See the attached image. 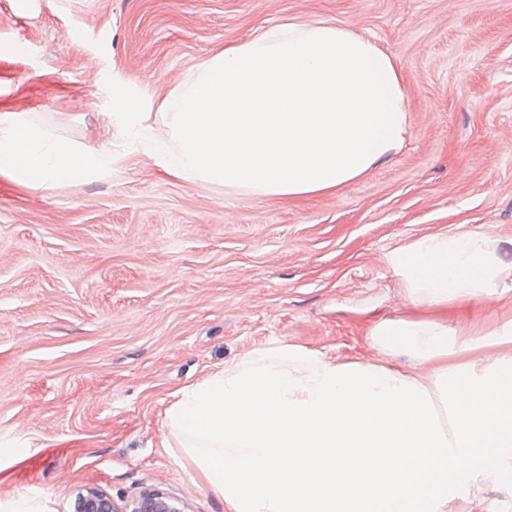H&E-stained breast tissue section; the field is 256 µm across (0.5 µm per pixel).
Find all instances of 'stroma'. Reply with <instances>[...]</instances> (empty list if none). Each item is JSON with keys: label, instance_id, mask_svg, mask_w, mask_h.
<instances>
[{"label": "stroma", "instance_id": "1", "mask_svg": "<svg viewBox=\"0 0 512 512\" xmlns=\"http://www.w3.org/2000/svg\"><path fill=\"white\" fill-rule=\"evenodd\" d=\"M19 2L0 0V113L112 164L60 190L0 174V512L21 496L72 512L85 487L228 512L163 445L180 388L274 345L428 377L433 364L382 354L372 326L439 322L475 341L512 321V0ZM317 20L374 39L407 77L403 146L340 189L175 177L114 117L129 99L162 128L160 102L225 45ZM453 234L501 259L496 293L413 304L394 256Z\"/></svg>", "mask_w": 512, "mask_h": 512}]
</instances>
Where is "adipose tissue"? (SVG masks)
I'll list each match as a JSON object with an SVG mask.
<instances>
[{
	"instance_id": "adipose-tissue-1",
	"label": "adipose tissue",
	"mask_w": 512,
	"mask_h": 512,
	"mask_svg": "<svg viewBox=\"0 0 512 512\" xmlns=\"http://www.w3.org/2000/svg\"><path fill=\"white\" fill-rule=\"evenodd\" d=\"M161 109L167 131L152 145L164 172L291 198L336 189L386 162L402 146L408 121L397 59L326 20L282 25L225 47ZM109 162L22 113L0 114V174L17 184L73 186ZM395 263L410 300L432 307L493 293L500 274L468 235L420 240Z\"/></svg>"
}]
</instances>
